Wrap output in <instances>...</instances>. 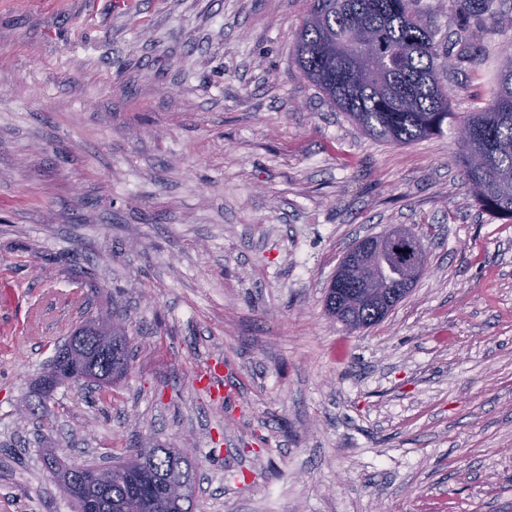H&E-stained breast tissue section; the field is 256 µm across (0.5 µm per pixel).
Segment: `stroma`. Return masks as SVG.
<instances>
[{"label":"stroma","mask_w":512,"mask_h":512,"mask_svg":"<svg viewBox=\"0 0 512 512\" xmlns=\"http://www.w3.org/2000/svg\"><path fill=\"white\" fill-rule=\"evenodd\" d=\"M306 0H0V512H72L43 463L184 449L194 512H512V223L455 127L365 135L292 58ZM492 58L444 59L472 111ZM402 224L428 272L380 323L325 296ZM131 338L107 391L30 386L82 315ZM224 367L234 395L197 384ZM336 288V287H335ZM341 288H336L340 293ZM336 293L326 296V310L330 315L339 317L341 323L350 329L369 328L379 323V309L373 302L352 299L342 300L336 309Z\"/></svg>","instance_id":"35a3bbf8"}]
</instances>
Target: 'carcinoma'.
Returning <instances> with one entry per match:
<instances>
[{"mask_svg":"<svg viewBox=\"0 0 512 512\" xmlns=\"http://www.w3.org/2000/svg\"><path fill=\"white\" fill-rule=\"evenodd\" d=\"M465 41L480 42L487 24L504 15L505 0H449ZM439 30L418 0H307L293 55L303 75L368 136L404 145L438 135L444 127L467 126L457 162L464 187L479 209L512 221V54L486 87L482 105L463 116L451 110L448 80L435 59ZM389 287L404 283V264L380 256ZM326 310L350 329L379 323L373 302L326 296ZM129 367L128 338L110 348L83 339L61 346L34 384L37 407L45 410L61 386L84 389L93 372L118 378ZM133 463L112 467L107 483L92 487L81 476L70 480V501L91 497L99 512H169L165 489L175 475H191L180 448L146 443Z\"/></svg>","mask_w":512,"mask_h":512,"instance_id":"carcinoma-1","label":"carcinoma"}]
</instances>
